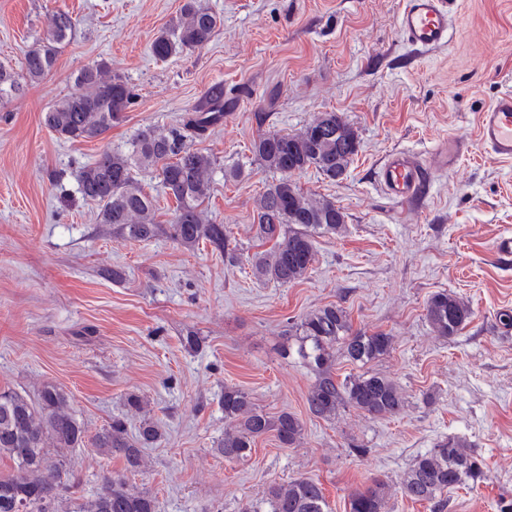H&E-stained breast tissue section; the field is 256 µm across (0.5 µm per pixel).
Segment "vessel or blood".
<instances>
[{
	"label": "vessel or blood",
	"mask_w": 512,
	"mask_h": 512,
	"mask_svg": "<svg viewBox=\"0 0 512 512\" xmlns=\"http://www.w3.org/2000/svg\"><path fill=\"white\" fill-rule=\"evenodd\" d=\"M456 5L457 0H404L398 18L402 41L418 53L448 45ZM477 136L487 152L500 161H512V90L498 94L480 112ZM468 150L465 140L448 138L436 149L434 165L410 151L393 152L378 169L376 181L398 204L414 202L427 192L435 170L454 169Z\"/></svg>",
	"instance_id": "1"
}]
</instances>
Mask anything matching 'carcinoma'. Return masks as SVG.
Wrapping results in <instances>:
<instances>
[{"label":"carcinoma","mask_w":512,"mask_h":512,"mask_svg":"<svg viewBox=\"0 0 512 512\" xmlns=\"http://www.w3.org/2000/svg\"><path fill=\"white\" fill-rule=\"evenodd\" d=\"M221 19L198 0H186L180 14L152 42L155 58L166 60L209 42ZM75 22L57 9L46 16L43 37L30 47L22 61L23 79L37 82L52 69L61 46L71 37ZM16 73L0 65V100L20 92ZM78 91L55 101L44 113L45 126L58 137L90 140L123 120L135 94L119 75L97 62L82 68ZM224 117V90L209 92V107L187 115L182 122L161 128H140L126 151L106 150L85 166L79 190L100 206L99 223L129 241L156 236L154 198L133 175L136 168H156L164 193L175 200L170 228L173 239L187 249L201 241L226 256L230 231L203 217L209 197L214 158L193 148L191 139L202 135ZM360 140L354 127L335 112H321L303 130L294 134L267 132L254 140L252 151L262 167L276 175L255 199L258 238L272 247L254 256L253 273L280 284L305 278L314 261V237L338 234L346 224L343 209L330 200L310 198L292 181V176L311 167L335 181L348 173ZM426 317L437 336L451 339L464 328L469 306L446 291L428 299ZM296 354L315 374L306 403L316 418L334 420L348 407L374 417L400 415L405 400L397 385L385 375L363 373L336 377V353L364 366L387 355L393 346L388 333L352 329L348 311L329 304L308 314L292 326ZM224 420L229 426L217 445L227 461H244L258 439L273 434L280 446L293 448L301 442L304 428L293 413L271 416L261 410L246 390L224 386L220 397ZM163 437L160 426L143 417L135 431L122 418L100 429L91 445L102 455L120 456L125 472L105 479L100 490L83 500L66 496L80 480L66 469L68 455L84 447L86 428L71 407L69 395L52 383L44 384L33 399L13 390H0V458L13 463V472L0 474V512H160L155 496L129 485L126 473L147 468L145 449ZM484 479L483 460L465 450L458 438L438 442L417 455L401 483L403 497L433 504V512L445 507L443 495L461 487L473 489ZM390 486L374 479L351 495L347 512H386ZM244 512H328L321 483L299 477L287 483L270 484L262 500Z\"/></svg>","instance_id":"obj_1"}]
</instances>
